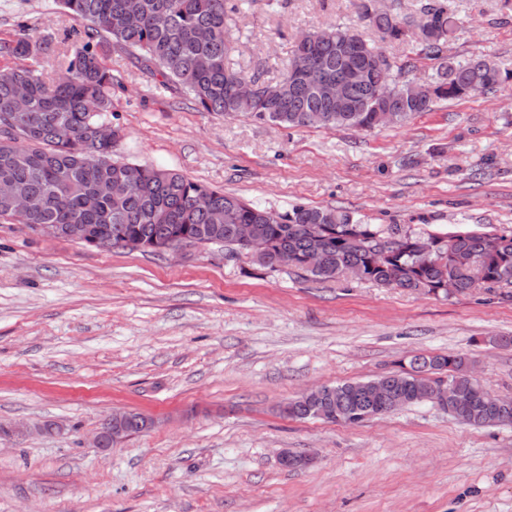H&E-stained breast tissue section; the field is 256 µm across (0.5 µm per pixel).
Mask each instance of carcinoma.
<instances>
[{
    "instance_id": "carcinoma-1",
    "label": "carcinoma",
    "mask_w": 512,
    "mask_h": 512,
    "mask_svg": "<svg viewBox=\"0 0 512 512\" xmlns=\"http://www.w3.org/2000/svg\"><path fill=\"white\" fill-rule=\"evenodd\" d=\"M227 0H138L131 16L126 0H58L59 8L85 24L84 37L62 64L63 74L46 76L40 67L48 61L52 41L35 37L24 25L15 34L0 37V58L30 60L32 65L0 66V183L12 192L0 194V218L27 227L34 224H85L90 236L110 235L154 250L159 241L192 240L240 252L236 226L255 224L274 250L304 255L324 249L325 265L307 274L335 279L356 267L366 280L380 286L448 297V282L458 293L482 288L493 294L512 287V230L500 234L470 232L450 250L428 262L407 250L408 240L426 233L366 224L351 213L332 208L295 204L280 212L193 181L173 170L120 162L112 158V136L123 132L112 123V89L120 81L101 53V43L127 51L140 68L162 78V85L189 95L201 112L247 115L286 128L309 126L318 114L322 127L371 130L387 126L386 110L405 123L418 112H428L438 101L463 100L477 90L489 92L504 83V75L485 55L466 62L449 54L459 27L456 0H425L414 15L392 9L362 15L383 41L413 46L420 59L442 61V70L419 98L409 96L414 59H391L361 33L340 25L304 33L292 45L286 71L276 82H262V96L253 101L235 98L231 81L259 78L229 68L224 26ZM361 46L386 63L369 65L349 84L352 112L317 96L318 78L346 76L347 54ZM125 184L112 195V181ZM29 203L19 209L17 199ZM388 244V255L371 265L364 238ZM410 370L386 376L389 391L407 394L411 406L431 398L432 369L448 373V384L479 391L478 381L463 354L415 356ZM375 398L368 381L327 385L319 398L288 401V417L308 419L327 406L349 424L365 421ZM458 422L484 427L496 421L512 422V398L489 409L475 402Z\"/></svg>"
}]
</instances>
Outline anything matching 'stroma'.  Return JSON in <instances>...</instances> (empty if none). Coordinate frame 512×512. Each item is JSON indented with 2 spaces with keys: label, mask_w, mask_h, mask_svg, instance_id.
<instances>
[{
  "label": "stroma",
  "mask_w": 512,
  "mask_h": 512,
  "mask_svg": "<svg viewBox=\"0 0 512 512\" xmlns=\"http://www.w3.org/2000/svg\"><path fill=\"white\" fill-rule=\"evenodd\" d=\"M361 0H229L226 61L278 81L295 38L366 32ZM456 60L512 76V5L457 0ZM61 34L56 0H0ZM105 62L120 161L176 170L278 211L348 210L433 233L512 229V79L371 131L286 129L197 111L119 48ZM512 288L438 298L351 278L272 271L223 247L101 251L0 219V512H512V424L474 428L425 402L357 425L292 420L312 385L374 379L416 355H468L512 396ZM117 409L152 430L104 453ZM59 432L42 435L44 422ZM315 454L304 469L281 449Z\"/></svg>",
  "instance_id": "stroma-1"
}]
</instances>
